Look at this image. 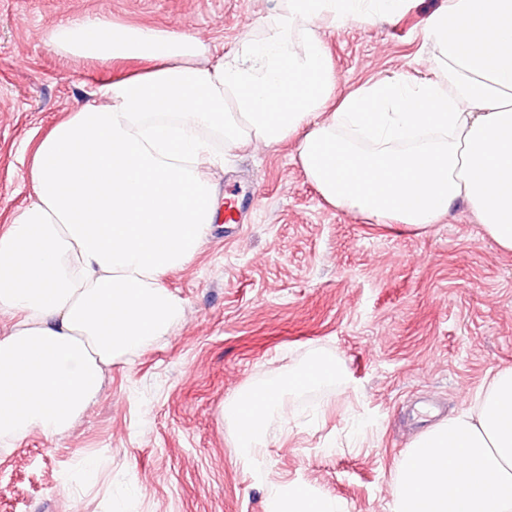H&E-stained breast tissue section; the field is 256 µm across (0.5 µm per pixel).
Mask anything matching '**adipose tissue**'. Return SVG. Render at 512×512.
<instances>
[{
  "label": "adipose tissue",
  "instance_id": "obj_1",
  "mask_svg": "<svg viewBox=\"0 0 512 512\" xmlns=\"http://www.w3.org/2000/svg\"><path fill=\"white\" fill-rule=\"evenodd\" d=\"M406 0H282L262 37L199 65L198 38L105 17L47 36L58 54L145 70L103 84L30 154L31 202L0 231V451L65 434L114 359L168 335L179 300L159 280L196 254L218 212L201 171L228 149L298 136V160L332 206L423 227L459 200L512 250V0H448L429 19L432 75L367 82L337 97L315 28L390 19ZM260 410L234 418L246 461L265 448ZM269 512H343L289 487Z\"/></svg>",
  "mask_w": 512,
  "mask_h": 512
}]
</instances>
